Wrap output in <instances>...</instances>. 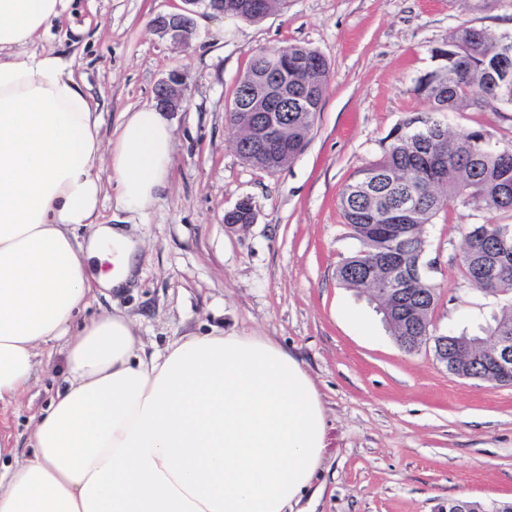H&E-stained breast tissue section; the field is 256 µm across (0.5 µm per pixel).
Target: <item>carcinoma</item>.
<instances>
[{"label":"carcinoma","mask_w":512,"mask_h":512,"mask_svg":"<svg viewBox=\"0 0 512 512\" xmlns=\"http://www.w3.org/2000/svg\"><path fill=\"white\" fill-rule=\"evenodd\" d=\"M288 0H264L260 10H241L234 17L256 23L274 8H285ZM512 34L492 36L483 29L459 27L448 33L445 47L438 53L468 55L469 71L462 77L451 61L419 77L414 93L429 103L430 111L408 116L384 137L378 157L358 169L345 183L338 199L343 224L358 248L336 267V278L348 288L368 295L382 305L393 304L386 320L393 336H421L428 342L433 313L440 299V286L423 274L409 287L412 302L392 303L379 296L378 288L396 266L410 269L426 253V226L450 208L462 206L481 213L512 214V149L506 151L490 143L487 133L473 130L453 135L448 125L435 118L437 112H462L487 104L494 111H512V83L488 90L490 70L500 45ZM288 59V102L282 105L286 118L288 149L268 152L252 145L254 113L244 106L242 93L263 91L275 81L269 61ZM330 81V64L318 51L291 44L275 52H252L248 68L239 80L228 110L231 126L228 144L247 165L276 171L300 155L307 145L317 112ZM256 219L251 198L239 201L224 213L226 224H252ZM512 237V223L473 224L465 234L466 247L458 263L462 280L482 291L497 288L504 304L493 323L481 335L452 334L446 345L471 378L506 384L485 369L481 353L493 336L512 335V250L501 246V236ZM497 268L489 282L481 274L484 266Z\"/></svg>","instance_id":"cac0c4a2"}]
</instances>
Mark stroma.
Here are the masks:
<instances>
[{"instance_id":"1","label":"stroma","mask_w":512,"mask_h":512,"mask_svg":"<svg viewBox=\"0 0 512 512\" xmlns=\"http://www.w3.org/2000/svg\"><path fill=\"white\" fill-rule=\"evenodd\" d=\"M182 0H69L33 50L75 55L76 74L110 140L121 112L154 104L156 85L180 70L188 102L169 117L170 183L139 214L116 207L106 184L104 217L124 221L143 248L133 288L91 303L119 308L147 353L209 332L265 336L313 379L325 408L327 448L299 512H448V501L512 498V386L448 374L432 348L404 353L365 294L336 278L353 252L339 194L374 160L402 119L425 111L415 81L435 69L432 48L460 26L512 32V0H288L257 23L199 10L195 35L176 46L154 17ZM300 44L329 61L331 80L310 141L274 172L243 163L228 146L226 112L250 53ZM458 132L484 130L512 145V112H455ZM254 224L225 223L242 198ZM485 214L457 207L427 228L441 297L437 332L477 331L500 301L464 283L457 260L468 225ZM38 380L9 414L20 452L28 427L53 396L59 353H41Z\"/></svg>"}]
</instances>
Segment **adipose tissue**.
<instances>
[{
    "mask_svg": "<svg viewBox=\"0 0 512 512\" xmlns=\"http://www.w3.org/2000/svg\"><path fill=\"white\" fill-rule=\"evenodd\" d=\"M64 8L0 0V406L35 378L40 347L65 358L26 457L0 428V512H292L323 463L326 417L287 350L223 333L149 356L120 309L82 316L128 287L139 251L104 220V183L124 211L153 206L172 134L142 108L102 142L75 59L31 48Z\"/></svg>",
    "mask_w": 512,
    "mask_h": 512,
    "instance_id": "obj_1",
    "label": "adipose tissue"
}]
</instances>
